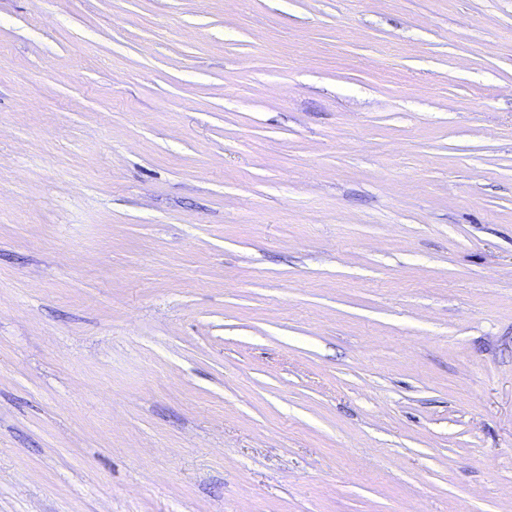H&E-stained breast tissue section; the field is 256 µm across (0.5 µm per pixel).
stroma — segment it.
Returning <instances> with one entry per match:
<instances>
[{"instance_id": "stroma-1", "label": "stroma", "mask_w": 512, "mask_h": 512, "mask_svg": "<svg viewBox=\"0 0 512 512\" xmlns=\"http://www.w3.org/2000/svg\"><path fill=\"white\" fill-rule=\"evenodd\" d=\"M0 512H512V0H0Z\"/></svg>"}]
</instances>
